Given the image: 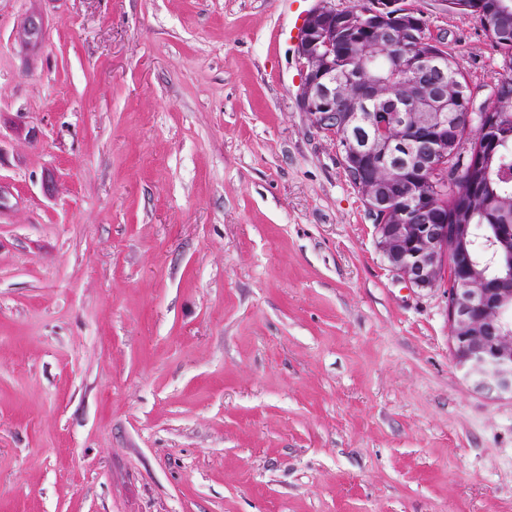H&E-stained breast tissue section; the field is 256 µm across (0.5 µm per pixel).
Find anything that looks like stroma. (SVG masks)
Returning <instances> with one entry per match:
<instances>
[{
  "label": "stroma",
  "mask_w": 512,
  "mask_h": 512,
  "mask_svg": "<svg viewBox=\"0 0 512 512\" xmlns=\"http://www.w3.org/2000/svg\"><path fill=\"white\" fill-rule=\"evenodd\" d=\"M317 2L0 0V512H512V400L300 107Z\"/></svg>",
  "instance_id": "1"
}]
</instances>
